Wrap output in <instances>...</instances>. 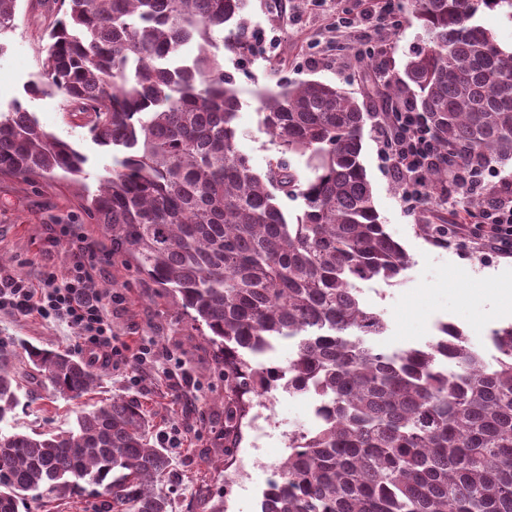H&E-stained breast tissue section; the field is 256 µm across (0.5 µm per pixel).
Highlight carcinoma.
Here are the masks:
<instances>
[{"instance_id": "1", "label": "carcinoma", "mask_w": 512, "mask_h": 512, "mask_svg": "<svg viewBox=\"0 0 512 512\" xmlns=\"http://www.w3.org/2000/svg\"><path fill=\"white\" fill-rule=\"evenodd\" d=\"M19 0H0L1 40ZM44 29L41 79L29 96L58 95L70 123L112 154L84 224H101L112 255L171 293L224 363V431L233 455L247 405L287 382L321 397L315 426L291 437L284 477L260 512H512V324L490 335L487 365L462 331L444 324L421 348L375 349L385 322L357 292L365 280L402 279L412 261L386 231L362 162L365 103L319 80L283 82L258 97L259 123L281 159L256 172L237 147L242 107L224 58L251 50L248 0H36ZM425 38L381 98L408 94L447 155L427 174L424 201L455 192L448 167L512 162V51L479 22L512 0H407ZM198 39V53L182 47ZM87 157L42 128L20 101L0 111V174L80 183ZM304 209L291 222L277 193ZM295 343L284 367L261 358ZM102 367L69 351L0 342V424L14 417L20 376L69 399L97 387ZM133 397L84 409L68 430L0 427V512L28 500L99 487L95 512H170L158 486L171 459L150 437Z\"/></svg>"}]
</instances>
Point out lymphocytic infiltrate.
<instances>
[{"mask_svg":"<svg viewBox=\"0 0 512 512\" xmlns=\"http://www.w3.org/2000/svg\"><path fill=\"white\" fill-rule=\"evenodd\" d=\"M378 136L392 176L403 189V202L408 208H416L423 198L424 174L444 160L435 136L421 113L406 100L395 102ZM480 218V223L472 226L449 225V241L464 248L471 240L480 239L492 251L512 254V187L491 191ZM55 233L72 249L73 259L66 274L60 277L45 273L37 284L0 274V310L24 317L35 313L65 324L74 333L76 348L99 354L103 363L121 360L135 367L148 363L154 356L151 345L142 343L129 349L112 329L108 309L120 298L99 284L101 266L96 245L75 224L58 225Z\"/></svg>","mask_w":512,"mask_h":512,"instance_id":"f902f5d3","label":"lymphocytic infiltrate"}]
</instances>
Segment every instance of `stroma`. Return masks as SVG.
Segmentation results:
<instances>
[{"mask_svg":"<svg viewBox=\"0 0 512 512\" xmlns=\"http://www.w3.org/2000/svg\"><path fill=\"white\" fill-rule=\"evenodd\" d=\"M386 0H249L246 16L255 39L265 41L267 53L224 56V71L234 78L242 108L237 119L238 147L255 171H263L278 152L261 127L256 114L257 90L277 83L318 79L343 86L366 104L362 161L371 182L375 206L386 231L412 260L406 277L387 284L376 280L364 286V304L383 313L387 321L378 348L393 351L420 347L430 341L442 323L464 330L471 345L486 349L492 329L512 323V306L499 293L488 289L485 278L496 273L512 278V254L500 255L477 247L466 251L443 245L426 235V224H444L453 215L450 204L436 208L419 205L408 210L401 191L380 155L375 125L383 117L372 82L362 66L338 68L336 59L344 44L367 37L369 29L339 27L340 18L375 16ZM398 30L375 41L378 70H402L424 33L412 13L401 9ZM47 24L32 7L20 0L15 30L0 50V110L14 102L34 112L41 125L71 142L88 161L82 183L96 189L98 178L112 158L97 146L86 129L67 123L63 101L54 95L26 97L24 87L40 72L38 36ZM75 188L28 184L0 176V270L38 281L45 272L65 274L71 261L66 243L51 240L50 227L79 215ZM104 257L103 288L122 293V304L112 308V327L129 345L152 339L158 358L174 354L181 358L196 387L181 389L169 381L162 368L147 369L140 386L127 381L123 363L104 367L99 385L88 395L70 400L37 385L36 400L27 409L16 410V430L31 433L73 426L81 409L116 395L136 398L153 424V438L179 428L181 447L169 449L172 469L162 481L172 512H210L219 504L224 512H260L267 487L265 462L281 457L289 434L309 428L304 404L275 391L264 409L265 437L256 438L243 426L241 442L232 467L224 465V366L193 321L182 316L172 295L149 280L138 278L131 267L112 257V243L102 225L83 227ZM0 340L16 346L32 344L48 349H73L72 332L65 325L37 316L19 318L0 311Z\"/></svg>","mask_w":512,"mask_h":512,"instance_id":"obj_1","label":"stroma"}]
</instances>
